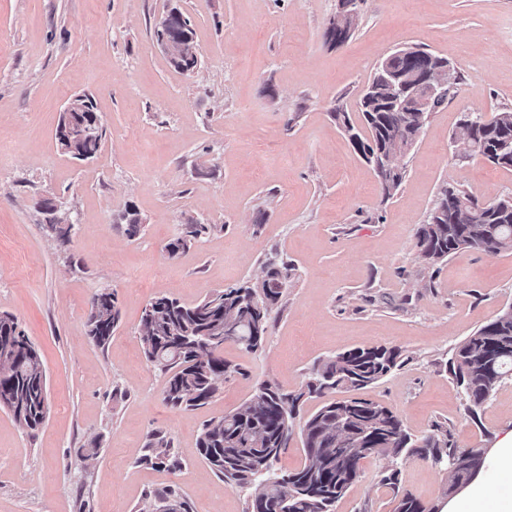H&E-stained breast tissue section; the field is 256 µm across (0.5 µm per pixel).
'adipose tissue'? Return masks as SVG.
Instances as JSON below:
<instances>
[{"instance_id": "ef3b65f1", "label": "adipose tissue", "mask_w": 512, "mask_h": 512, "mask_svg": "<svg viewBox=\"0 0 512 512\" xmlns=\"http://www.w3.org/2000/svg\"><path fill=\"white\" fill-rule=\"evenodd\" d=\"M439 512H512V432L488 449L481 472Z\"/></svg>"}]
</instances>
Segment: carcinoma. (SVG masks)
Wrapping results in <instances>:
<instances>
[{
  "instance_id": "cac0c4a2",
  "label": "carcinoma",
  "mask_w": 512,
  "mask_h": 512,
  "mask_svg": "<svg viewBox=\"0 0 512 512\" xmlns=\"http://www.w3.org/2000/svg\"><path fill=\"white\" fill-rule=\"evenodd\" d=\"M347 11L352 13L351 20L342 29L328 30L330 40L343 44L355 34L357 0H347ZM165 33L195 44L189 24L168 32L160 23L155 26L156 40ZM447 65V58L423 47L415 46L408 52L398 49L378 64L360 98L367 135L358 131L347 113H336L355 150L373 168L391 153L403 154L401 143H411L418 137L429 114L448 103L459 80L457 73H452L451 80L422 111L398 110L390 103L395 88L388 75L401 76L411 86L416 75ZM78 99L87 104L89 111L62 117L74 127L94 118L92 99L86 95ZM463 127L469 128V139L461 145L464 154L512 168V111L499 112L489 119L468 115ZM101 139L99 135L89 144L57 137L64 153L82 161L96 156ZM402 181V170L388 172L380 184L384 196H392ZM43 210L48 214L49 229L59 241L67 243L69 229L62 225L55 209L45 205ZM208 230L206 224H189L185 235L169 242L165 250L175 257ZM417 246L430 266L468 250L512 253V197L479 201L455 187L443 186L417 233ZM266 268L261 281L212 291L192 305L167 296L149 302L142 317L141 341L148 361L165 378L162 399L167 407H202L223 388L224 379L239 373L237 366L220 356L225 323L233 322V329L239 333L234 343L244 350L254 352L262 347L271 313L288 286L291 271L287 262L274 259ZM120 320L115 294L101 291L90 301L86 336L104 348ZM1 348L10 349V353L0 359V409L7 411L20 429L32 433L47 415L46 371L38 349L8 312H0ZM400 365L401 351L396 347H357L320 361L295 392L264 382L237 408L203 424L199 452L225 483L250 490L247 512H333L336 502L357 480L359 460L370 455L391 458L381 482L399 493L397 460L403 455L417 456L436 466L448 465V433L414 440L390 409L367 398L341 397L339 393L365 390ZM448 372L461 388L468 417L477 420L491 393L512 375V317L498 315L459 343L448 361ZM305 397L321 398L323 403L303 419L300 404ZM295 433L302 442L304 462L294 471L278 473L274 464ZM137 463L173 473L183 469L171 440L160 431L147 435ZM169 501L178 502L180 512H194L190 501L173 488L149 495L136 512H157ZM397 512H436V506H426L411 494L400 493Z\"/></svg>"
}]
</instances>
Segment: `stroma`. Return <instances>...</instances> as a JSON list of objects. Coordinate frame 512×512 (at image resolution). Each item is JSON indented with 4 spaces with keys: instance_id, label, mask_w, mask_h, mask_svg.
<instances>
[{
    "instance_id": "stroma-1",
    "label": "stroma",
    "mask_w": 512,
    "mask_h": 512,
    "mask_svg": "<svg viewBox=\"0 0 512 512\" xmlns=\"http://www.w3.org/2000/svg\"><path fill=\"white\" fill-rule=\"evenodd\" d=\"M338 0H0V312L15 315L46 369L50 411L35 434L0 411V512H135L172 485L194 512H246L249 494L202 461L203 423L263 382L299 389L328 355L384 345L403 364L363 390L412 438L447 429L458 448H488L512 430V377L471 421L448 372L454 347L512 307V254L465 251L429 266L417 231L444 184L478 200L512 196V168L460 155L464 114L512 110V0H361L344 44L326 32ZM179 10L198 64L176 69L154 27ZM414 44L447 57L460 80L397 158L404 179L378 178L336 120L382 58ZM92 96L101 148L91 160L56 139L74 96ZM73 232L61 244L41 209ZM140 231L126 232L128 213ZM212 230L175 258L186 225ZM289 285L261 349L228 343L240 367L207 405L174 411L146 360L141 317L154 298L193 304L255 283L269 258ZM116 294L108 346L85 332L91 297ZM173 440L182 471L139 464L146 435ZM98 439L95 458L85 446ZM370 456L334 512H395ZM400 489L443 499L447 468L401 458Z\"/></svg>"
}]
</instances>
